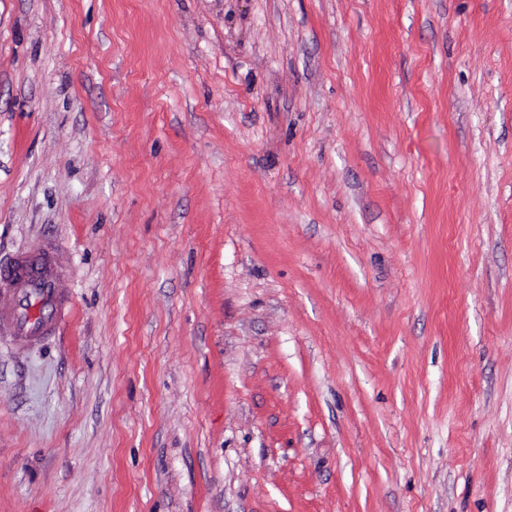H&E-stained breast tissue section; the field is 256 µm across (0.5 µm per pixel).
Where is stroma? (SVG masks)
Wrapping results in <instances>:
<instances>
[{
  "mask_svg": "<svg viewBox=\"0 0 512 512\" xmlns=\"http://www.w3.org/2000/svg\"><path fill=\"white\" fill-rule=\"evenodd\" d=\"M0 512H512V0H0ZM64 268L49 244L14 256L0 267V334L15 348L55 335L72 309Z\"/></svg>",
  "mask_w": 512,
  "mask_h": 512,
  "instance_id": "stroma-1",
  "label": "stroma"
}]
</instances>
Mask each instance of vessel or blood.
<instances>
[{
  "instance_id": "obj_1",
  "label": "vessel or blood",
  "mask_w": 512,
  "mask_h": 512,
  "mask_svg": "<svg viewBox=\"0 0 512 512\" xmlns=\"http://www.w3.org/2000/svg\"><path fill=\"white\" fill-rule=\"evenodd\" d=\"M64 268L51 245L0 265V333L16 348L55 335L72 309L60 286Z\"/></svg>"
}]
</instances>
